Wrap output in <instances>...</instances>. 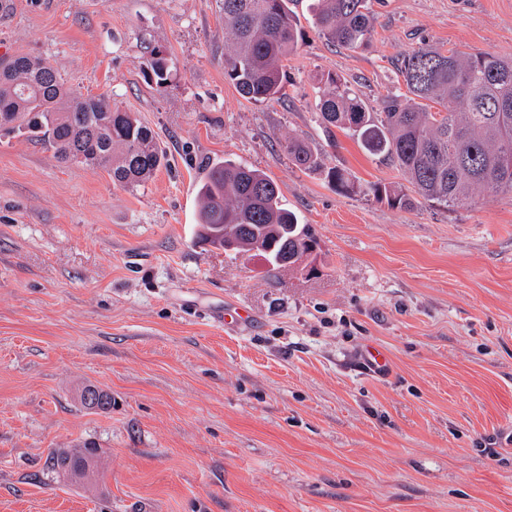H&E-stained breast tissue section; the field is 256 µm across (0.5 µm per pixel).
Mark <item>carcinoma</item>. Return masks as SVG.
Masks as SVG:
<instances>
[{"label":"carcinoma","instance_id":"obj_1","mask_svg":"<svg viewBox=\"0 0 512 512\" xmlns=\"http://www.w3.org/2000/svg\"><path fill=\"white\" fill-rule=\"evenodd\" d=\"M224 78L247 101L285 96L286 61L299 31L288 0H222ZM314 26L332 45L355 50L367 43L374 15L369 0H312ZM150 79L168 85L171 59L153 48ZM399 73L407 93L387 96L382 111L338 74L316 77L319 119L327 133H350L370 156L394 165L409 190L382 182L361 183L348 170L327 166L304 139L288 138L286 149L303 171L326 173L341 194L359 193L399 210L423 203L450 207L478 190L512 193V56L457 48L420 47ZM24 128L62 162L103 168L126 189L145 185L166 163L153 130L133 112L105 96L78 94L43 61L16 54L0 58V127ZM197 239L237 253L258 252L276 272L291 267L316 246L306 225L281 203L278 184L264 172L225 159L207 165L198 188ZM81 452L60 450L51 469L86 471L99 460L96 443Z\"/></svg>","mask_w":512,"mask_h":512}]
</instances>
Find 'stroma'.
<instances>
[{
    "label": "stroma",
    "instance_id": "35a3bbf8",
    "mask_svg": "<svg viewBox=\"0 0 512 512\" xmlns=\"http://www.w3.org/2000/svg\"><path fill=\"white\" fill-rule=\"evenodd\" d=\"M308 4L290 5L286 97L255 103L224 78L220 0H0V56L109 97L167 156L131 191L0 131V512H512V194L398 210L284 148L299 135L360 182H400L328 140L316 76L380 111L418 47L512 55V0H372L354 51ZM153 47L174 62L162 92ZM224 158L277 182L315 274L197 244L202 168ZM370 346L386 374L362 367ZM86 384L109 411L80 405ZM86 440L105 479L60 482L48 455Z\"/></svg>",
    "mask_w": 512,
    "mask_h": 512
}]
</instances>
